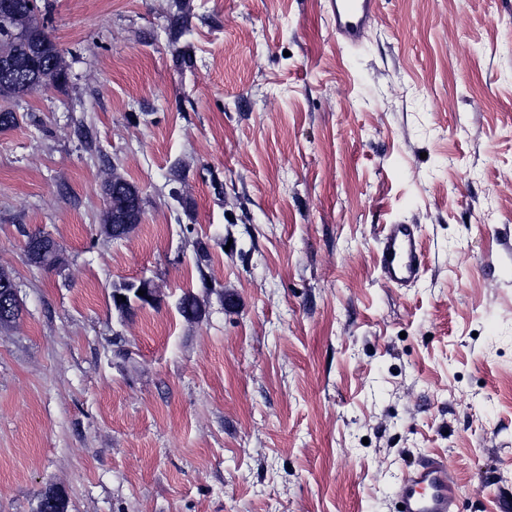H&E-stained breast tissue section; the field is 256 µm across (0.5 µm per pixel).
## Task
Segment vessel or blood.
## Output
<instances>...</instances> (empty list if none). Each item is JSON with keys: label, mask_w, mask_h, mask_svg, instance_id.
I'll return each mask as SVG.
<instances>
[{"label": "vessel or blood", "mask_w": 512, "mask_h": 512, "mask_svg": "<svg viewBox=\"0 0 512 512\" xmlns=\"http://www.w3.org/2000/svg\"><path fill=\"white\" fill-rule=\"evenodd\" d=\"M378 11V0H332L330 23L337 38L349 45L366 36L368 22ZM378 263L388 282H412L423 265L416 227L390 225L380 240ZM461 487L442 461L425 457L407 467L397 487L403 512H458Z\"/></svg>", "instance_id": "obj_1"}]
</instances>
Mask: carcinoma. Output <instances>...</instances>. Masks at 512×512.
<instances>
[{
    "label": "carcinoma",
    "instance_id": "cac0c4a2",
    "mask_svg": "<svg viewBox=\"0 0 512 512\" xmlns=\"http://www.w3.org/2000/svg\"><path fill=\"white\" fill-rule=\"evenodd\" d=\"M10 10L0 11V47L14 59V67L0 68V132L15 127L17 113L6 104L28 94L48 87L64 84L61 72L52 61L61 56L62 50L43 21L39 18L37 0H9ZM170 35L177 40L189 30L192 12L191 0H172L170 4ZM102 195L107 208L103 226L112 237L130 232L140 223L142 199L138 188L131 182L114 176L102 185ZM152 287L151 282H120L112 292L125 296L126 302L114 306L123 316L129 312L132 302H143L138 291ZM180 314L187 320H199L204 314L203 302L193 293L182 296L178 306Z\"/></svg>",
    "mask_w": 512,
    "mask_h": 512
}]
</instances>
